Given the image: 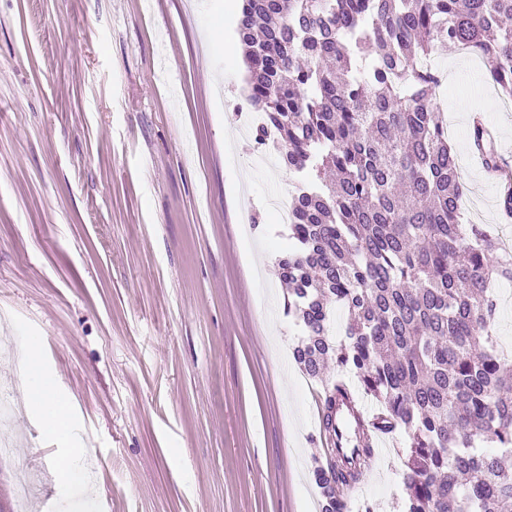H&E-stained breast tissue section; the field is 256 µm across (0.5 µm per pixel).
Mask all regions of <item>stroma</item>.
I'll list each match as a JSON object with an SVG mask.
<instances>
[{
    "mask_svg": "<svg viewBox=\"0 0 512 512\" xmlns=\"http://www.w3.org/2000/svg\"><path fill=\"white\" fill-rule=\"evenodd\" d=\"M238 0H0V512L31 469L28 512H309L324 457L321 381L266 204L298 173L258 155L241 106ZM433 101L473 202L465 223L512 240L498 186L473 163L471 117L512 148L489 62L452 47ZM512 356V282L490 289ZM38 342L30 368L26 349ZM69 402L55 435L24 390ZM405 434L383 437L349 512H403ZM82 449L79 483L56 477Z\"/></svg>",
    "mask_w": 512,
    "mask_h": 512,
    "instance_id": "1",
    "label": "stroma"
}]
</instances>
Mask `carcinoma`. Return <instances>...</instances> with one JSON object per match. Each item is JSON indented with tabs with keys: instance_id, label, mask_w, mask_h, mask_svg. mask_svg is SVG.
<instances>
[{
	"instance_id": "carcinoma-1",
	"label": "carcinoma",
	"mask_w": 512,
	"mask_h": 512,
	"mask_svg": "<svg viewBox=\"0 0 512 512\" xmlns=\"http://www.w3.org/2000/svg\"><path fill=\"white\" fill-rule=\"evenodd\" d=\"M512 0H242L237 34L255 142L276 133L282 164L302 174L288 252V312L304 337L293 358L310 379L332 359L315 462L320 512H347L344 489L370 466L376 434L406 433V512H512V469L475 445L512 452V364L490 326L494 279L512 281L492 231L460 223L448 126L421 60L453 45L493 61L512 98ZM348 312L329 337L330 306ZM354 373L360 386L348 384ZM379 406L341 447L335 412L361 394Z\"/></svg>"
}]
</instances>
